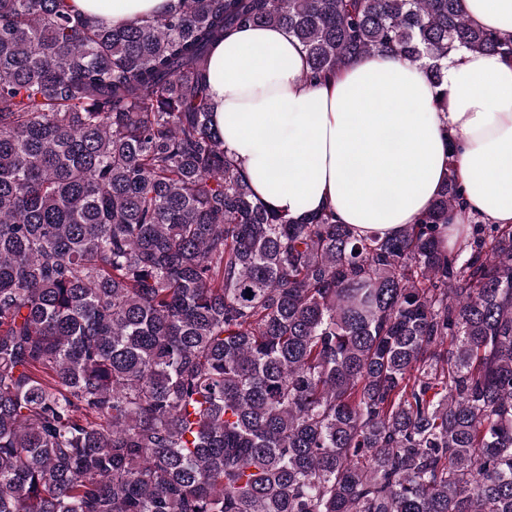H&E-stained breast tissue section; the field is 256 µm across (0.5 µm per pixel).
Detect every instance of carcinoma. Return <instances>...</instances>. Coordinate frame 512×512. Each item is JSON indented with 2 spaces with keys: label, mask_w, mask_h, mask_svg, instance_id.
Segmentation results:
<instances>
[{
  "label": "carcinoma",
  "mask_w": 512,
  "mask_h": 512,
  "mask_svg": "<svg viewBox=\"0 0 512 512\" xmlns=\"http://www.w3.org/2000/svg\"><path fill=\"white\" fill-rule=\"evenodd\" d=\"M265 25L310 86L512 61L460 0H0V512H512V227L450 223L451 155L396 238L268 208L206 79ZM79 18L123 27L154 18L177 4V0H69Z\"/></svg>",
  "instance_id": "obj_1"
}]
</instances>
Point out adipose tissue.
Masks as SVG:
<instances>
[{
  "mask_svg": "<svg viewBox=\"0 0 512 512\" xmlns=\"http://www.w3.org/2000/svg\"><path fill=\"white\" fill-rule=\"evenodd\" d=\"M75 16L123 27L177 0H70ZM475 26L512 31V0H461ZM299 43L276 26L232 32L209 62L213 119L257 198L293 218L333 211L359 234L393 237L425 213L455 153L468 210L512 226V62L451 57L441 86L387 53L310 87ZM446 111H439V100ZM288 164L279 176L275 161Z\"/></svg>",
  "mask_w": 512,
  "mask_h": 512,
  "instance_id": "obj_1",
  "label": "adipose tissue"
}]
</instances>
